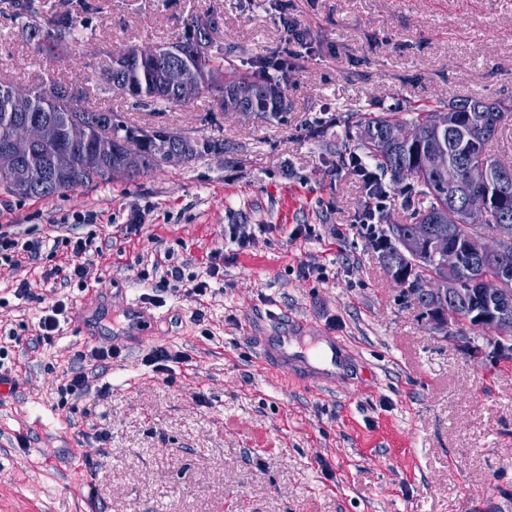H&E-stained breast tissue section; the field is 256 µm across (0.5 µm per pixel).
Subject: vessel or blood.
Here are the masks:
<instances>
[{
    "label": "vessel or blood",
    "instance_id": "1",
    "mask_svg": "<svg viewBox=\"0 0 512 512\" xmlns=\"http://www.w3.org/2000/svg\"><path fill=\"white\" fill-rule=\"evenodd\" d=\"M151 322L152 314L146 303L139 301L129 304L123 313L120 333L131 339L146 335ZM262 352L266 361L278 367L314 368L325 380L335 379L344 365V355L332 339L307 346L284 333L265 343Z\"/></svg>",
    "mask_w": 512,
    "mask_h": 512
}]
</instances>
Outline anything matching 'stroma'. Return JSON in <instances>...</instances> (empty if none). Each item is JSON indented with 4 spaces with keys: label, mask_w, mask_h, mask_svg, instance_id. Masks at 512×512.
I'll return each mask as SVG.
<instances>
[{
    "label": "stroma",
    "mask_w": 512,
    "mask_h": 512,
    "mask_svg": "<svg viewBox=\"0 0 512 512\" xmlns=\"http://www.w3.org/2000/svg\"><path fill=\"white\" fill-rule=\"evenodd\" d=\"M69 9L77 36L49 60L0 15V80L22 91L58 81L143 127L222 148L130 180L20 199L0 192V229L20 240L94 238L84 280H60L68 317L32 348L43 271L70 249L0 263V351L17 388L0 392V512H512V360L473 356L404 297L362 224L368 196L349 103L441 108L512 96V0H42ZM215 18L238 66L291 51L281 117L221 112L212 94L138 108L105 93L113 52L182 38ZM303 34L294 41L288 27ZM140 218L139 234L126 231ZM232 224L256 230L246 249ZM224 264L212 292H155L167 267ZM149 275L138 279L139 272ZM159 294L151 333L116 343L131 301ZM108 305L96 341L83 317ZM203 320H194L196 310ZM336 337L347 373L316 389L265 365L262 336ZM121 353L88 391L67 372L92 346ZM167 347L186 363L156 376ZM101 432L103 441L82 444ZM186 359L185 355L172 354L167 348L158 347L146 356L145 363L147 366L152 367L153 372L165 375L172 370L170 363H182Z\"/></svg>",
    "instance_id": "obj_1"
}]
</instances>
